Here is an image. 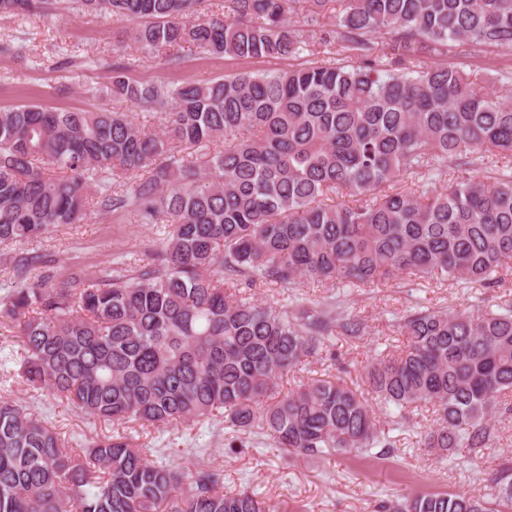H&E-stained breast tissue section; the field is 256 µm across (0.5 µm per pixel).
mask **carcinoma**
Listing matches in <instances>:
<instances>
[{
    "label": "carcinoma",
    "mask_w": 512,
    "mask_h": 512,
    "mask_svg": "<svg viewBox=\"0 0 512 512\" xmlns=\"http://www.w3.org/2000/svg\"><path fill=\"white\" fill-rule=\"evenodd\" d=\"M309 3L303 27L288 23ZM200 19L197 0H76L83 12L124 18L142 52L176 62L185 44L241 60L294 57L309 41L355 52L324 63L241 72L179 85L139 82L112 65V97L170 106L160 131L124 112L0 107V244L36 241L88 210L136 207L166 222L151 262H117L97 282L53 283L33 259L15 262L0 297V323L15 324L22 375L103 421L157 429L227 417L228 447L257 429L304 457L378 446L391 452L364 393L341 379L310 378L283 396L289 371L322 354L334 336L359 339L366 323L301 294L260 302L257 284L364 287L377 279L493 288L512 266V174L462 176L492 155H512V73L481 79L464 64L427 61L463 48L512 49V0H227ZM50 0H0L25 15ZM387 38L388 60L376 52ZM214 152L185 156L172 144ZM62 173L47 176V167ZM112 195L117 170L134 175ZM423 178L413 193L387 188ZM348 192L354 206L322 199ZM404 337L374 359L366 380L396 424L432 406L419 445L471 459L492 446L495 417L512 411V302L495 311L416 307L395 319ZM223 472L150 458L118 434L73 453L54 427L0 399V512H269L247 491L220 492ZM382 512H512V467L482 497L417 494Z\"/></svg>",
    "instance_id": "1"
}]
</instances>
